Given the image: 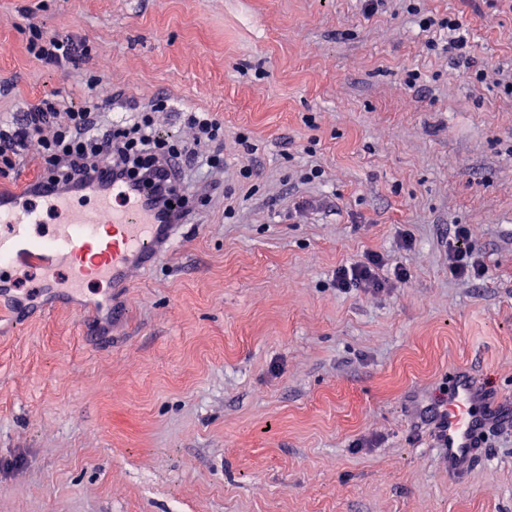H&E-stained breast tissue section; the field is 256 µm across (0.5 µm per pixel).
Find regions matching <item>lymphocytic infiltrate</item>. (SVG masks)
<instances>
[{"label": "lymphocytic infiltrate", "instance_id": "f902f5d3", "mask_svg": "<svg viewBox=\"0 0 512 512\" xmlns=\"http://www.w3.org/2000/svg\"><path fill=\"white\" fill-rule=\"evenodd\" d=\"M427 30L448 33L446 45L428 39L430 51L444 50L449 60L462 68L470 78L482 82L483 69L477 68L469 53V35L459 19L422 18ZM28 50L40 61L56 67H76L87 54L84 43L65 36L46 35L37 24H29ZM166 97L157 98L149 110L136 113L109 128H100L95 114L84 105L70 102L59 93L44 94L28 104L21 115L10 122H0V177H9L25 163V146L37 139L40 147L39 174L60 193L104 190L98 179L102 164H109L111 176L117 181H130L151 186V202L161 209L166 223L178 224L194 211L180 185V165L217 168L224 164L219 146L224 140V126L214 113H184L185 124L193 130L192 141H173L159 133L155 113L167 110ZM383 259L379 254H366L364 260L337 267V290L380 291L393 282L405 280L406 268L394 269L393 278L383 277ZM448 269L460 280L483 277L485 265L480 252L470 241L466 225L448 228Z\"/></svg>", "mask_w": 512, "mask_h": 512}]
</instances>
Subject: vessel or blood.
I'll return each mask as SVG.
<instances>
[{"label": "vessel or blood", "instance_id": "1", "mask_svg": "<svg viewBox=\"0 0 512 512\" xmlns=\"http://www.w3.org/2000/svg\"><path fill=\"white\" fill-rule=\"evenodd\" d=\"M150 196L149 187L130 182L64 197L49 188L38 195L13 193L11 204L0 207V301L22 266L39 272L43 290L61 272L75 293L92 284L128 287L129 269L156 262L159 242L170 231ZM500 409L498 396L469 372L452 375L439 443L449 477L468 472L486 424Z\"/></svg>", "mask_w": 512, "mask_h": 512}]
</instances>
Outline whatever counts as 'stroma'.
<instances>
[{"instance_id":"35a3bbf8","label":"stroma","mask_w":512,"mask_h":512,"mask_svg":"<svg viewBox=\"0 0 512 512\" xmlns=\"http://www.w3.org/2000/svg\"><path fill=\"white\" fill-rule=\"evenodd\" d=\"M424 13L469 26L484 82L427 51ZM32 22L89 58L37 60ZM509 71L512 0H0V116L58 90L104 128L161 96L165 136L192 138L185 108L224 123L223 168L182 170L208 204L132 287L43 314L18 279L0 512H512V429L457 482L420 420L458 369L512 404ZM452 224L483 279L450 275ZM369 252L407 280L338 291Z\"/></svg>"}]
</instances>
